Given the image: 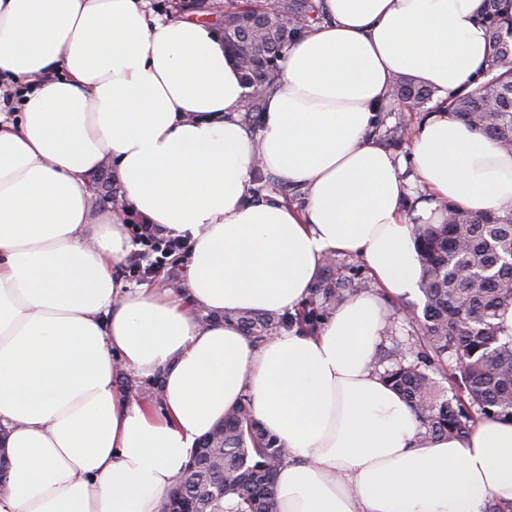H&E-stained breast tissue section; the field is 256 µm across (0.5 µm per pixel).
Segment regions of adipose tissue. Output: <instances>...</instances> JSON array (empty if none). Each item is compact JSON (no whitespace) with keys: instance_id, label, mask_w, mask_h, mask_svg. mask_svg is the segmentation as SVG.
Listing matches in <instances>:
<instances>
[{"instance_id":"adipose-tissue-1","label":"adipose tissue","mask_w":512,"mask_h":512,"mask_svg":"<svg viewBox=\"0 0 512 512\" xmlns=\"http://www.w3.org/2000/svg\"><path fill=\"white\" fill-rule=\"evenodd\" d=\"M327 20L279 62L251 135L247 90L221 31L147 0H0V75L35 83L0 113V512H160L197 439L242 393L286 450L281 512H485L512 505V423L427 435L382 379L384 297L422 268L400 164L371 133L392 81L440 95L483 81L482 0H323ZM432 199L512 208V153L444 110L413 134ZM305 192L252 201L255 162ZM111 170L122 204L93 206ZM188 236V276L127 288L114 267L130 217ZM362 259L374 289L317 336L252 344L230 312L281 314L327 254ZM209 322H201V315ZM124 368L164 381L128 397ZM129 376L136 377L139 381L142 382V384L145 387H148V383H150V381L153 379V378L152 379L141 378V377L134 375L131 372H127L121 368H117L116 383L121 391H123V390L125 391V382H126V389L129 391H132V389H135V387L137 388L139 386V385H137V382L135 380H132V379L126 380V377H129ZM150 384L152 385V391L147 397H145L143 399H146L154 404H158V405L162 404L161 402H162L163 382L161 380V376H156L153 379V382Z\"/></svg>"}]
</instances>
